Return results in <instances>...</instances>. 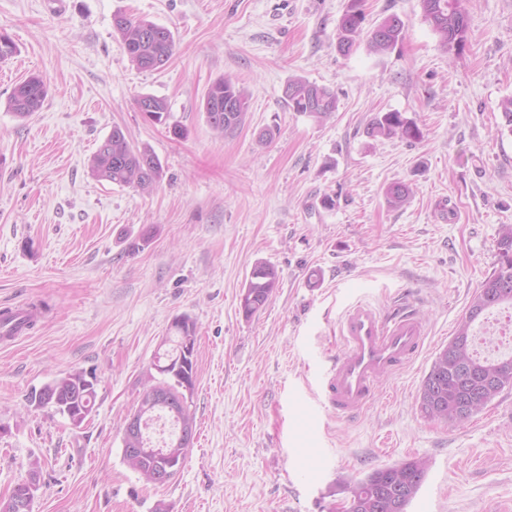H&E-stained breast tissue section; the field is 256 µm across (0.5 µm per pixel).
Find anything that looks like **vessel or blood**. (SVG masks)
Returning a JSON list of instances; mask_svg holds the SVG:
<instances>
[{
  "label": "vessel or blood",
  "instance_id": "b4317fda",
  "mask_svg": "<svg viewBox=\"0 0 512 512\" xmlns=\"http://www.w3.org/2000/svg\"><path fill=\"white\" fill-rule=\"evenodd\" d=\"M339 334L342 353L316 360L314 381L324 403L337 414L350 416L372 401L381 376L400 369L419 353L425 328L412 309L384 313L358 302L343 313Z\"/></svg>",
  "mask_w": 512,
  "mask_h": 512
}]
</instances>
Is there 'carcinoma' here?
Returning a JSON list of instances; mask_svg holds the SVG:
<instances>
[{"label":"carcinoma","instance_id":"obj_1","mask_svg":"<svg viewBox=\"0 0 512 512\" xmlns=\"http://www.w3.org/2000/svg\"><path fill=\"white\" fill-rule=\"evenodd\" d=\"M465 0H420L423 16L439 36L446 50H460L465 41L469 25ZM396 16H389L371 30L363 27L364 13L359 0L342 15L336 34V47L344 55L350 54L360 44L375 53L393 49L404 37V23L392 24ZM120 35L131 62L139 69L157 70L163 67L174 54V39L171 31L151 21L123 15L113 24ZM48 93V83L41 75H31L20 83L8 99V109L20 118L37 111ZM288 106L295 112L306 114L317 120L330 117L336 112L335 94L328 88L297 78L288 81L284 91ZM138 111H148L151 120L158 124L166 122L168 105L162 98L141 95L136 99ZM203 112L212 130L220 135L241 127L248 112V99L244 91L231 81L220 79L208 89L203 101ZM370 137L397 136L409 141L422 137L420 127L400 112L378 113L365 128ZM91 172L100 179L119 186H135L150 190L164 176V168L146 144H132L124 132L115 128L101 142L91 159ZM385 197L392 207H400L409 197V187L403 182H394L385 190ZM278 275L274 267L259 264L253 268L243 289L240 306L247 317L260 311L277 288ZM508 304L512 306V225L502 229L499 240L498 267L481 285L472 299L465 316L458 323L452 337L454 349L442 348L423 380L420 392L421 410L429 417L449 422L462 423L453 413L466 403H482L492 387L512 386V356L500 359L483 358L473 349L471 326L488 311ZM173 336L169 337L170 348L156 357L153 366L170 365L179 381L170 378L154 380L152 371L145 375L140 402L149 400L155 384L167 388L170 403L156 409V413L178 422L182 414L195 420L190 412L183 384L194 390L196 360H189L186 352L196 346L197 327L187 315L176 317L171 325ZM55 385L57 411H92L95 401L94 384L82 372H73L52 381ZM168 457L157 459L143 454L147 466H165L174 463L181 468L189 450L166 443ZM426 477V466L420 459H407L393 466L377 468L348 488L346 497L348 512H408V508L419 492Z\"/></svg>","mask_w":512,"mask_h":512}]
</instances>
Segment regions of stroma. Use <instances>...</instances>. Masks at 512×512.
<instances>
[{"instance_id": "obj_1", "label": "stroma", "mask_w": 512, "mask_h": 512, "mask_svg": "<svg viewBox=\"0 0 512 512\" xmlns=\"http://www.w3.org/2000/svg\"><path fill=\"white\" fill-rule=\"evenodd\" d=\"M350 0H0V306L37 320L0 345V497L41 465L33 512H330L378 467L426 461L410 512H512V386L461 424L420 409L423 380L473 296L497 267L512 225V0H468L462 50L449 52L420 0H362L365 27L395 14L402 43L382 54L336 48ZM168 28L171 60L133 65L113 18ZM33 74L48 82L38 112L7 108ZM229 77L248 97L236 131L220 136L202 109ZM333 91L318 121L289 109L288 80ZM164 99L167 124L135 101ZM396 111L421 140L368 138ZM184 131L177 138L169 130ZM149 145L164 167L144 193L92 176L113 128ZM272 129L271 141L259 133ZM408 184L388 205L386 187ZM332 196L335 207L323 205ZM259 264L278 273L268 304L240 309ZM410 298L427 329L405 368L383 377L361 412L308 426L309 354L340 350L350 304L386 310ZM197 325L193 447L166 484L122 460V431L173 319ZM92 375L91 414L73 425L30 404L66 374Z\"/></svg>"}]
</instances>
